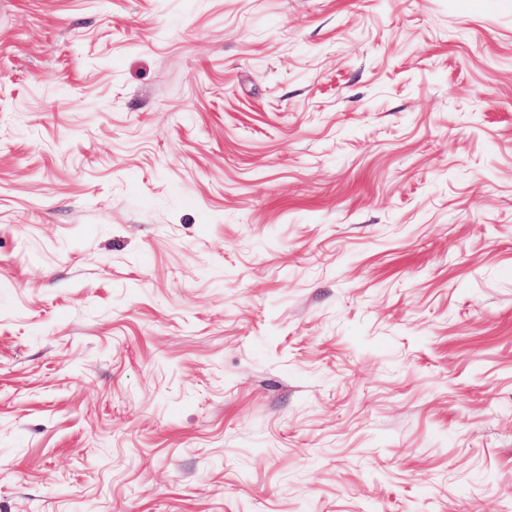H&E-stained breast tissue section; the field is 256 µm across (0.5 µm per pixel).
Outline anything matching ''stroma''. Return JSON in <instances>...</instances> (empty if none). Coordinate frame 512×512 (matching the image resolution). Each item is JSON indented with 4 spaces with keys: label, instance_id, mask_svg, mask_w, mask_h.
<instances>
[{
    "label": "stroma",
    "instance_id": "obj_1",
    "mask_svg": "<svg viewBox=\"0 0 512 512\" xmlns=\"http://www.w3.org/2000/svg\"><path fill=\"white\" fill-rule=\"evenodd\" d=\"M0 512H512V0H0Z\"/></svg>",
    "mask_w": 512,
    "mask_h": 512
}]
</instances>
